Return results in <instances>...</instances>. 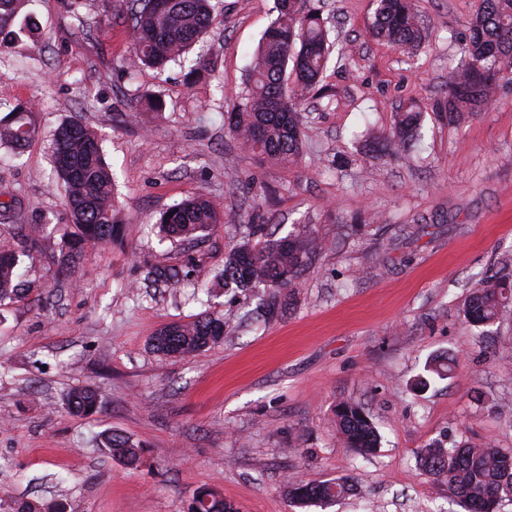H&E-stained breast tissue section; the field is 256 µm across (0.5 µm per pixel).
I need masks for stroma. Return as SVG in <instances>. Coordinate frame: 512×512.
Instances as JSON below:
<instances>
[{
	"mask_svg": "<svg viewBox=\"0 0 512 512\" xmlns=\"http://www.w3.org/2000/svg\"><path fill=\"white\" fill-rule=\"evenodd\" d=\"M94 3L28 0L38 34L0 50V101L39 125L21 155L0 146V201L17 214L0 220V248H22L21 225L42 227L22 263L26 293L0 303V512H187L202 488L237 512H464L416 456L436 439L512 448V316L481 338L461 315L478 280L512 260V84L457 124L437 108L479 0H414L429 37L410 57L370 34L374 0H310L334 25L329 93L304 106L294 166L245 152L227 130L274 0H218L211 33L161 70L124 66L127 0ZM411 101L425 111L414 151L359 150L357 136L388 131ZM74 118L115 173L123 231L63 272L71 217L50 143ZM199 193L223 224L196 244L164 239L160 214ZM375 213L380 223L352 230ZM242 221L275 239L315 226L317 257L290 310L197 283V270L223 267ZM169 268L180 287L158 279ZM206 313L224 318L220 343L185 358L153 350L160 328ZM441 353L456 361L451 377L416 387ZM87 385L99 412L69 413L67 394ZM343 400L374 421V454L345 447ZM108 430L140 443L138 468L97 447ZM292 475L351 476L356 489L299 509L283 491Z\"/></svg>",
	"mask_w": 512,
	"mask_h": 512,
	"instance_id": "obj_1",
	"label": "stroma"
}]
</instances>
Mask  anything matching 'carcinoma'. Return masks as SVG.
Returning a JSON list of instances; mask_svg holds the SVG:
<instances>
[{"mask_svg":"<svg viewBox=\"0 0 512 512\" xmlns=\"http://www.w3.org/2000/svg\"><path fill=\"white\" fill-rule=\"evenodd\" d=\"M130 29L135 67L164 68L182 62L191 48L212 28L213 0H141ZM278 16L264 34L254 54L249 73L248 95L233 105L229 134L255 154L286 163L303 155L301 112L312 95H324L322 84L330 51L329 30L321 13L306 0H275ZM25 0H0V47L6 40L32 30L29 15L23 13ZM371 34L395 49L410 53L428 36L413 0H376ZM469 35L463 47L465 63L448 76V90L440 111L456 123L472 112H488L495 93L512 75V0H480V7L468 21ZM422 109L409 103L397 113L391 129L371 141L373 151L395 155L419 140ZM31 110L16 106L0 122V143L15 152L35 136ZM54 171L63 182L66 206L76 231L66 240L61 265L75 266L88 246H105L120 236L116 218L115 179L97 136L77 121L59 125L52 139ZM224 218L203 194L171 205L159 220L161 232L181 242H190ZM238 241L224 257L219 275L223 285L237 288H288L312 262L315 253L312 225L300 224L287 236H265L263 224L237 225ZM22 288L19 260L12 250L0 249V302L17 297ZM512 301V273L482 279L469 294L462 310L465 322L474 328L496 323L507 313ZM224 336V319L201 317L188 323L163 327L153 337V348L164 356L195 354ZM429 379H445L452 363L435 359L427 367ZM69 410L90 416L101 405V394L93 387L72 390L67 396ZM339 432L356 454L364 457L379 444V433L364 408L350 401L336 406ZM101 447L112 458L133 466L141 447L116 432L102 435ZM422 472L448 487L466 512H499L505 501L512 502V449L468 445L445 446L429 443L417 455ZM351 478L319 482L290 478L285 484L288 501L294 507L323 506L346 494ZM208 504L197 512H235L233 505L215 491L204 488Z\"/></svg>","mask_w":512,"mask_h":512,"instance_id":"carcinoma-1","label":"carcinoma"}]
</instances>
